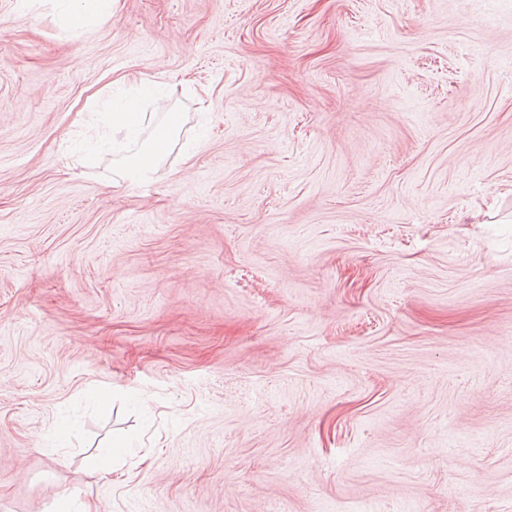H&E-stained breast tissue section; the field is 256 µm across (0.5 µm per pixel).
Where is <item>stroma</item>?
<instances>
[{
	"mask_svg": "<svg viewBox=\"0 0 512 512\" xmlns=\"http://www.w3.org/2000/svg\"><path fill=\"white\" fill-rule=\"evenodd\" d=\"M65 494L512 512V0H0V512ZM64 27L74 34L92 30L95 23L112 14V0H54ZM108 116L113 130L123 132L126 138L133 139L136 145L146 118V113L141 112L139 101L127 99L114 106L111 103ZM168 114V123L155 132L150 145L138 150L127 159L121 175L123 180L142 181L156 171L166 155L172 134L181 121L178 112H169ZM113 447V448H112ZM110 448L102 449L98 454L87 457L85 461L86 468L94 473L111 474L114 471L113 458L119 445H113Z\"/></svg>",
	"mask_w": 512,
	"mask_h": 512,
	"instance_id": "obj_1",
	"label": "stroma"
}]
</instances>
